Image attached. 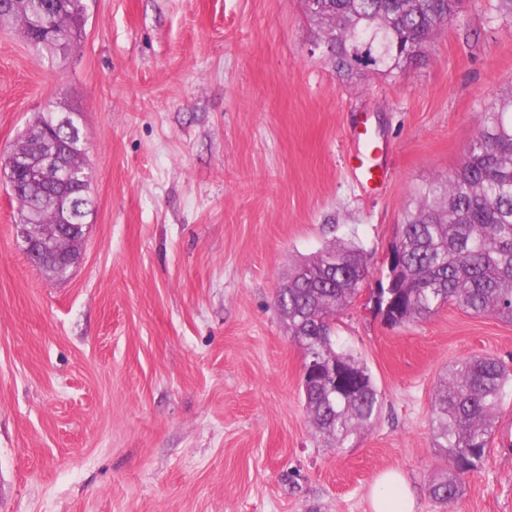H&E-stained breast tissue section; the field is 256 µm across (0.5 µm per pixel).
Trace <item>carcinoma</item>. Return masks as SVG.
I'll use <instances>...</instances> for the list:
<instances>
[{
  "label": "carcinoma",
  "mask_w": 512,
  "mask_h": 512,
  "mask_svg": "<svg viewBox=\"0 0 512 512\" xmlns=\"http://www.w3.org/2000/svg\"><path fill=\"white\" fill-rule=\"evenodd\" d=\"M318 40L335 48L330 59L339 74H389L419 58L460 13L463 0H304ZM81 0H58L34 31L16 12L1 19L19 27L37 54L59 38L81 36ZM45 137L38 116L16 146ZM23 224L33 198L27 187L13 193ZM391 254L392 287L379 289L385 322L400 327L447 304L472 316L492 315L512 323V94L486 110L465 159L451 174L432 177L415 191L398 225ZM368 257L356 242H337L288 272V287L276 308L288 332L304 350L305 363L354 372L346 382H302L304 405L316 433L330 448H342L372 424L379 411L378 390L367 366L336 345L333 324L360 293ZM512 391V372L494 356L478 354L451 367L434 391L430 425L446 461L429 484L445 506L460 494L465 475L485 460L497 412Z\"/></svg>",
  "instance_id": "carcinoma-1"
}]
</instances>
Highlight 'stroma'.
I'll use <instances>...</instances> for the list:
<instances>
[{
  "mask_svg": "<svg viewBox=\"0 0 512 512\" xmlns=\"http://www.w3.org/2000/svg\"><path fill=\"white\" fill-rule=\"evenodd\" d=\"M85 5L53 63L0 22V156L38 113H76L93 199L57 280L28 262L0 180V512H372L393 469L414 512H512L510 396L461 496L443 511L428 491L436 382L478 353L512 369V324L448 305L393 328L371 302L414 189L459 167L512 92L497 0H470L405 70L354 79L315 49L302 0ZM361 150L382 189L358 182ZM348 240L368 274L335 339L380 410L336 450L275 299L292 263Z\"/></svg>",
  "mask_w": 512,
  "mask_h": 512,
  "instance_id": "obj_1",
  "label": "stroma"
}]
</instances>
